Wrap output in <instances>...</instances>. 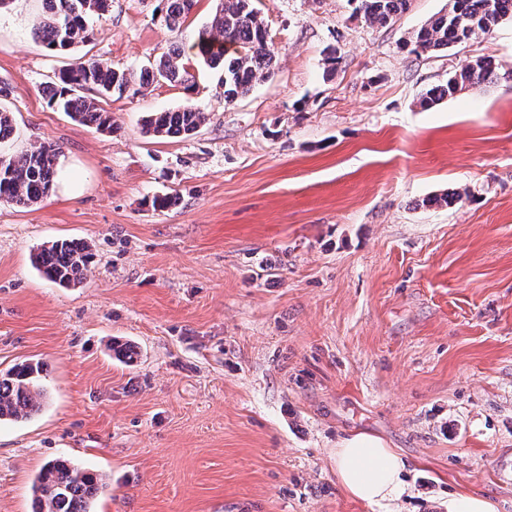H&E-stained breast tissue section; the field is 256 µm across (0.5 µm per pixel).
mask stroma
<instances>
[{"mask_svg": "<svg viewBox=\"0 0 512 512\" xmlns=\"http://www.w3.org/2000/svg\"><path fill=\"white\" fill-rule=\"evenodd\" d=\"M217 3L171 29L160 0H112L67 55L34 34L42 0L0 10V150L61 149L47 196L0 205V371L44 366L40 410L0 423V512H32L59 456L102 475L92 512H448L457 493L512 512V20L415 55L403 40L448 0L385 26L351 0H256L276 65L247 95L225 102L189 54L193 93L86 90L111 132L48 106L84 52L139 71ZM483 55L497 80L419 106ZM186 104L208 114L195 136L143 133ZM57 239L93 245L77 287L32 264ZM359 433L407 462L399 500L339 483L336 445Z\"/></svg>", "mask_w": 512, "mask_h": 512, "instance_id": "1", "label": "stroma"}]
</instances>
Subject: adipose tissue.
<instances>
[{"label":"adipose tissue","instance_id":"1","mask_svg":"<svg viewBox=\"0 0 512 512\" xmlns=\"http://www.w3.org/2000/svg\"><path fill=\"white\" fill-rule=\"evenodd\" d=\"M334 459L336 476L351 497L369 504L401 497L406 463L379 438L364 433L346 438Z\"/></svg>","mask_w":512,"mask_h":512}]
</instances>
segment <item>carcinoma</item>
<instances>
[{
	"instance_id": "cac0c4a2",
	"label": "carcinoma",
	"mask_w": 512,
	"mask_h": 512,
	"mask_svg": "<svg viewBox=\"0 0 512 512\" xmlns=\"http://www.w3.org/2000/svg\"><path fill=\"white\" fill-rule=\"evenodd\" d=\"M43 15L35 35L53 53H69L92 42L91 20L107 12L111 0H42ZM162 18L169 28L181 27L196 0H161ZM355 13L381 26L406 10L409 0H350ZM512 19V0H448V6L423 24L402 47L412 54L437 53L451 46L489 34L501 21ZM254 0H220L208 23L195 36L190 49L219 74L224 101L247 94L254 84L269 76L275 58L269 47ZM185 50H170L153 63L130 74L93 56L63 69L45 89L48 105L65 112L74 121L101 133L112 132L109 112L79 94L95 87L110 94L129 89L136 92L163 81L194 91L193 75L184 66ZM499 63L481 56L453 72L448 81L428 90L420 105L429 108L444 98L491 83L498 78ZM206 113L188 104L178 110L153 112L143 124L144 133L154 137H183L196 134ZM60 147L43 143L16 155L0 153V204L30 207L51 189ZM93 259L91 245L84 240H57L33 255L36 268L62 287L82 283ZM109 349L125 363L136 359L135 346L112 341ZM42 366L27 362L0 371V421L26 419L38 412L44 389ZM102 486L101 475L65 459L47 462L33 484V512H90Z\"/></svg>"
}]
</instances>
